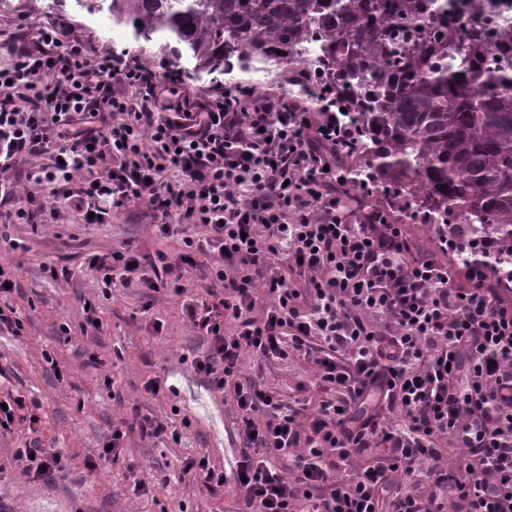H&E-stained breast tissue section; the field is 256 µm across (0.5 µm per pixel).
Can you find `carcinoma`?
<instances>
[{"label": "carcinoma", "mask_w": 512, "mask_h": 512, "mask_svg": "<svg viewBox=\"0 0 512 512\" xmlns=\"http://www.w3.org/2000/svg\"><path fill=\"white\" fill-rule=\"evenodd\" d=\"M111 2L130 40L200 80H275L286 61L328 85L360 133L358 184L407 220L466 224L512 252V0Z\"/></svg>", "instance_id": "obj_1"}]
</instances>
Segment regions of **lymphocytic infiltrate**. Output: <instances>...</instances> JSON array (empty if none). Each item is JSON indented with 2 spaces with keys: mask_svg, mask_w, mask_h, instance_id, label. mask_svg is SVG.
Returning a JSON list of instances; mask_svg holds the SVG:
<instances>
[{
  "mask_svg": "<svg viewBox=\"0 0 512 512\" xmlns=\"http://www.w3.org/2000/svg\"><path fill=\"white\" fill-rule=\"evenodd\" d=\"M357 142L324 103L242 84L190 98L174 64L98 51L62 18L26 31L0 70V175L31 166L22 188L0 184L14 223L143 211L183 236L176 257L157 255L178 294L219 255L221 295L187 306L209 340L192 365L230 390L243 446L230 471L204 456L186 470L235 483L250 512H512V269H488L494 239L442 226L416 252L403 224L363 205ZM87 268L107 287L144 278L126 248ZM246 351L303 357L319 400L302 381L288 405L242 383Z\"/></svg>",
  "mask_w": 512,
  "mask_h": 512,
  "instance_id": "f902f5d3",
  "label": "lymphocytic infiltrate"
}]
</instances>
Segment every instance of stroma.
<instances>
[{
	"mask_svg": "<svg viewBox=\"0 0 512 512\" xmlns=\"http://www.w3.org/2000/svg\"><path fill=\"white\" fill-rule=\"evenodd\" d=\"M66 16L74 30L100 50L113 44L98 32L94 16L75 0H0V69L11 62L6 44L20 29ZM128 247L136 251L152 287H103L88 270L89 255ZM180 236L163 237L148 218L119 211L103 224H48L32 229L12 224L0 240V264L17 270L9 301L23 323L20 335L0 332V392L36 404L38 435L27 423L0 433V502L12 512H245L244 501L227 484L213 488L184 473L187 459L206 454L215 468L230 463L240 442L238 409L231 396L197 374L190 359L206 355L207 339L189 323L184 304L204 299L211 285L207 266L187 273L184 294H175L156 267L158 253L176 256ZM67 270L69 280L46 277L44 267ZM95 305L97 325L85 319V302ZM241 379L263 384L282 399L307 376L303 358L241 360ZM169 388L145 392L150 378ZM149 415L178 438H149L132 425L134 412ZM126 436L117 459L99 453L116 427ZM37 438L43 448L68 460L62 473L36 477L14 451ZM97 462L88 470L86 459ZM151 493H138L140 481Z\"/></svg>",
	"mask_w": 512,
	"mask_h": 512,
	"instance_id": "1",
	"label": "stroma"
}]
</instances>
